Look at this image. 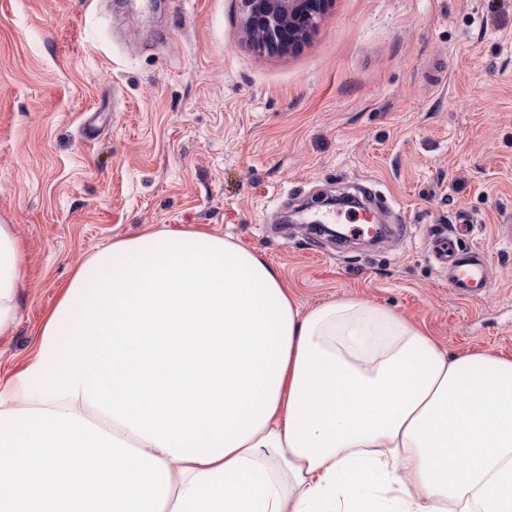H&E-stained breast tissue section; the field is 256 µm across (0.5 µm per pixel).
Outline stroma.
<instances>
[{"label": "stroma", "instance_id": "obj_1", "mask_svg": "<svg viewBox=\"0 0 512 512\" xmlns=\"http://www.w3.org/2000/svg\"><path fill=\"white\" fill-rule=\"evenodd\" d=\"M340 192L403 234L285 223ZM463 214L489 264L475 301L428 247ZM1 218L26 256L1 380L90 253L156 227L232 235L301 309L357 297L512 358V0H329L284 52L239 0H0Z\"/></svg>", "mask_w": 512, "mask_h": 512}]
</instances>
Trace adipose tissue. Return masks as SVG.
I'll return each instance as SVG.
<instances>
[{"mask_svg": "<svg viewBox=\"0 0 512 512\" xmlns=\"http://www.w3.org/2000/svg\"><path fill=\"white\" fill-rule=\"evenodd\" d=\"M24 261L0 224V332ZM0 512H512V358L355 297L300 310L209 230L122 238L0 381Z\"/></svg>", "mask_w": 512, "mask_h": 512, "instance_id": "obj_1", "label": "adipose tissue"}]
</instances>
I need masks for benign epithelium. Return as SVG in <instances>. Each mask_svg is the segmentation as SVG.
I'll return each instance as SVG.
<instances>
[{"label": "benign epithelium", "mask_w": 512, "mask_h": 512, "mask_svg": "<svg viewBox=\"0 0 512 512\" xmlns=\"http://www.w3.org/2000/svg\"><path fill=\"white\" fill-rule=\"evenodd\" d=\"M244 27L256 45L281 51L307 38L328 0H240Z\"/></svg>", "instance_id": "7a95c632"}]
</instances>
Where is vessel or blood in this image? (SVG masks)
Segmentation results:
<instances>
[{
  "mask_svg": "<svg viewBox=\"0 0 512 512\" xmlns=\"http://www.w3.org/2000/svg\"><path fill=\"white\" fill-rule=\"evenodd\" d=\"M468 224L461 223L447 234L431 241V253L445 270L448 286L464 300L481 298L489 286V274L483 261L474 259L461 248V237L468 232Z\"/></svg>",
  "mask_w": 512,
  "mask_h": 512,
  "instance_id": "1",
  "label": "vessel or blood"
}]
</instances>
